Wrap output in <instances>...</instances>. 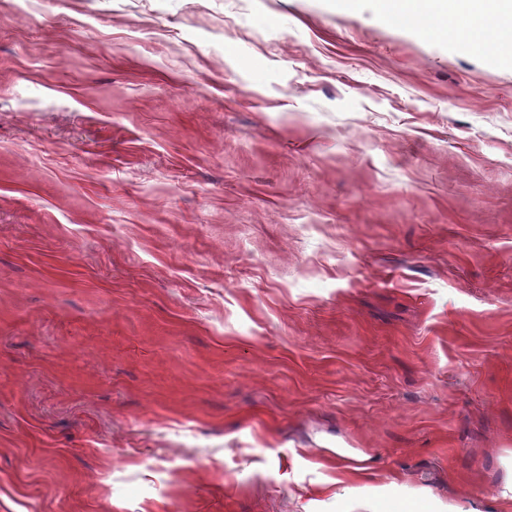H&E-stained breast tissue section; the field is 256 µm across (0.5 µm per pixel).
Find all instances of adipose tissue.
<instances>
[{"mask_svg": "<svg viewBox=\"0 0 512 512\" xmlns=\"http://www.w3.org/2000/svg\"><path fill=\"white\" fill-rule=\"evenodd\" d=\"M386 21L420 36L502 57L512 48V0H389Z\"/></svg>", "mask_w": 512, "mask_h": 512, "instance_id": "1", "label": "adipose tissue"}]
</instances>
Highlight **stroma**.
Listing matches in <instances>:
<instances>
[{
  "mask_svg": "<svg viewBox=\"0 0 512 512\" xmlns=\"http://www.w3.org/2000/svg\"><path fill=\"white\" fill-rule=\"evenodd\" d=\"M512 64L335 0H0V512H512Z\"/></svg>",
  "mask_w": 512,
  "mask_h": 512,
  "instance_id": "stroma-1",
  "label": "stroma"
}]
</instances>
